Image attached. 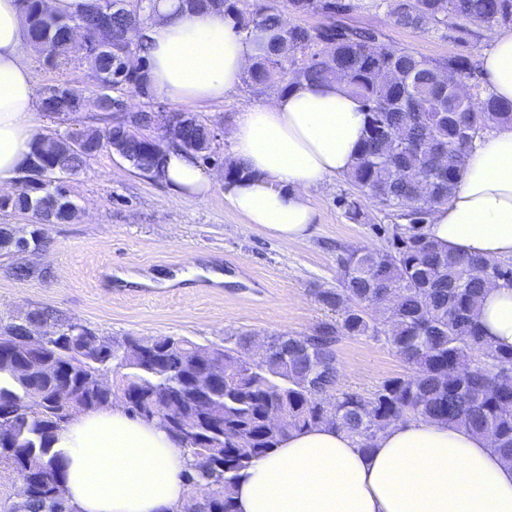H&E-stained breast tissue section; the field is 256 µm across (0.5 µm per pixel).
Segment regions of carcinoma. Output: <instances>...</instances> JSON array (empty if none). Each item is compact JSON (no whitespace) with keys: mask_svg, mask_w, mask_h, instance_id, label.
<instances>
[{"mask_svg":"<svg viewBox=\"0 0 512 512\" xmlns=\"http://www.w3.org/2000/svg\"><path fill=\"white\" fill-rule=\"evenodd\" d=\"M32 44L45 51L42 64L62 71L68 62L51 56L73 22L97 29L93 0L74 18H45L37 0H23ZM191 11L222 10L241 27L271 34L246 80L282 94L303 83H319L344 74L342 81L362 102L365 135L348 180L383 209L408 220L384 229L383 249L348 250L339 259V287L316 291L319 304L336 313L304 335L271 336L267 359L250 363L243 351L251 337L228 338V344L202 345L174 336H135L143 355L122 360L106 336L75 317L51 307L35 306L0 323V470L22 473L31 459L42 462L37 490L7 512H74L63 486L65 456L54 447L63 406L61 389H70L80 412L112 404L113 388L100 383L105 372L118 370V387L129 395L127 412L142 420L155 416L180 443L189 467L183 478L190 496L183 512H236L233 491L252 463L268 454L290 430L328 424L360 438L362 447L380 431L419 416L465 426L490 438L491 449L512 462V349L493 347L478 321L477 306L485 287L512 285V266L496 260L443 250L422 232L428 207L420 200L426 184L432 204H446L463 177L470 150L483 131L512 125V103L493 94L479 102L459 99L454 82H469L476 63L466 56L433 59L385 44L378 30L346 24V0H286L296 14L320 15L326 23L310 27L282 22L270 0H182ZM394 25L422 29L428 25L488 28L512 27V0H395ZM113 5L109 29L112 49L83 59L103 82L89 90L86 110L107 122L81 130L79 149L64 148L75 136L67 128L49 138L59 146L33 145L35 168L25 169L22 189L0 201L1 212L32 218L30 224H0V254L34 256L49 242V224H66L77 216L72 200L61 191L66 179L87 172L90 161L112 143L122 147L141 173L160 166L161 144L128 122L113 117V91L129 88L153 95L147 71L123 72L119 60L121 30L133 19L146 23L151 4L135 14ZM288 48L311 51L286 71L270 63L283 41ZM42 114L64 124L66 108L58 95L39 97ZM179 130L180 150L190 154L212 149L206 122L186 116ZM18 280L50 277L33 261L9 267ZM36 322L59 326L60 335L28 336ZM366 337L388 346L410 367L411 374L384 379L363 394L336 387L337 347L347 338ZM224 357V379L206 398L195 400L194 381L201 367ZM198 423L190 445L179 426ZM230 433L234 440L224 439ZM207 455L202 461L199 454Z\"/></svg>","mask_w":512,"mask_h":512,"instance_id":"cac0c4a2","label":"carcinoma"}]
</instances>
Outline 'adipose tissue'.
I'll list each match as a JSON object with an SVG mask.
<instances>
[{"label":"adipose tissue","mask_w":512,"mask_h":512,"mask_svg":"<svg viewBox=\"0 0 512 512\" xmlns=\"http://www.w3.org/2000/svg\"><path fill=\"white\" fill-rule=\"evenodd\" d=\"M153 91L174 103L220 102L262 53L267 37L247 34L218 10L184 12L156 0L145 27ZM481 71L496 97L512 101V31L487 32ZM32 46L20 0H0V188L24 172L40 132L28 66ZM361 101L344 83L303 84L243 113L231 155L245 175L224 199L283 244L316 222L312 191L352 168L364 137ZM162 180L173 195H205L215 184L196 159L168 149ZM424 232L444 249L512 257V127H498L470 154L461 183L436 206ZM478 319L488 340L512 348V286L486 289ZM66 497L75 512H180L186 458L164 428L123 407L75 415L58 434ZM238 512H512V463L486 437L427 418L377 433L371 451L325 425L289 432L238 480Z\"/></svg>","instance_id":"adipose-tissue-1"}]
</instances>
